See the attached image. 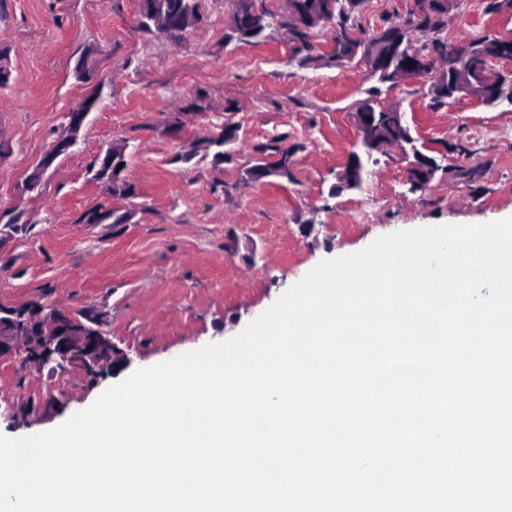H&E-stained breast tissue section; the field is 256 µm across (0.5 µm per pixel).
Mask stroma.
<instances>
[{"label": "stroma", "instance_id": "obj_1", "mask_svg": "<svg viewBox=\"0 0 512 512\" xmlns=\"http://www.w3.org/2000/svg\"><path fill=\"white\" fill-rule=\"evenodd\" d=\"M485 0H461L448 35H512V14H488ZM204 20L180 41L139 30L138 0H0V44L13 80L0 88V208L23 210L27 225L0 240V304L32 301L108 316L106 332L131 359L128 370L90 381L81 371L22 376L0 365V434L44 432L89 407L128 371L229 339L321 261L364 250L398 231L484 224L512 217V105L469 98L434 108L419 77L384 91L414 136L443 153L442 168L418 192L395 149L376 154L360 188L339 189L357 137L352 114L374 80L349 64L300 68L283 38L225 44L232 0H202ZM89 46L101 53L102 96L70 155L21 195L35 162L64 129L86 90L72 77ZM204 108L187 112L197 92ZM232 114H225V106ZM185 131H165L172 112ZM240 127L234 159L197 153L225 118ZM276 137L296 148L292 180L245 183L242 163ZM129 142L126 176L138 196H109L88 166L111 143ZM135 207L128 224H82L86 208Z\"/></svg>", "mask_w": 512, "mask_h": 512}]
</instances>
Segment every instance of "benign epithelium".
<instances>
[{
	"mask_svg": "<svg viewBox=\"0 0 512 512\" xmlns=\"http://www.w3.org/2000/svg\"><path fill=\"white\" fill-rule=\"evenodd\" d=\"M401 50L399 45L374 42L370 39L356 43L351 60L364 63L378 73ZM451 66L468 77L464 90L453 86L449 97L459 94L483 103L497 104L503 100L512 103V77L487 79L476 66L473 57L463 45L448 43ZM100 60L97 50L85 49L77 58L73 74L83 83L95 86L101 82ZM86 111L69 112L65 130L57 136L49 149L39 158L25 177L23 192H39L44 175L66 156L77 144L87 124ZM357 127L356 145H366L367 152H379L386 147L405 152L402 141H384L377 135L372 112L354 113ZM7 363L28 374L39 373L49 367L64 375L73 369L96 379L130 363L128 354L119 349L103 328V323L92 316L83 318L59 307L33 304L25 314L17 317L12 306L0 307V364Z\"/></svg>",
	"mask_w": 512,
	"mask_h": 512,
	"instance_id": "1",
	"label": "benign epithelium"
}]
</instances>
